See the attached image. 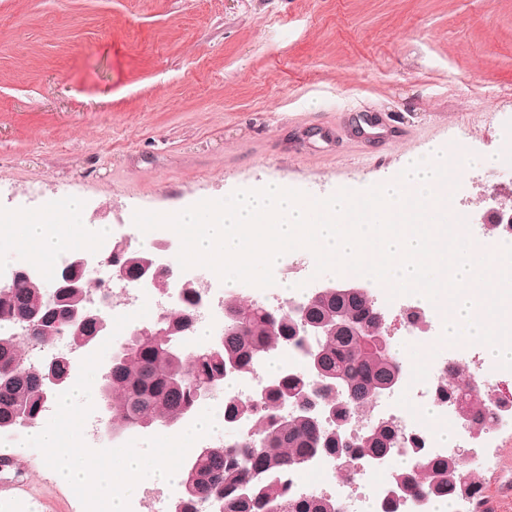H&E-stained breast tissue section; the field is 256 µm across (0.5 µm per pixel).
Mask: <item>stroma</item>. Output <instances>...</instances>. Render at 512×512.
<instances>
[{
	"mask_svg": "<svg viewBox=\"0 0 512 512\" xmlns=\"http://www.w3.org/2000/svg\"><path fill=\"white\" fill-rule=\"evenodd\" d=\"M462 142L483 238L512 170V0H0V212L111 230L281 180L327 197ZM470 466L512 512V422ZM20 512H78L26 448Z\"/></svg>",
	"mask_w": 512,
	"mask_h": 512,
	"instance_id": "1",
	"label": "stroma"
}]
</instances>
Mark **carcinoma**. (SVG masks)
I'll return each instance as SVG.
<instances>
[{
    "instance_id": "cac0c4a2",
    "label": "carcinoma",
    "mask_w": 512,
    "mask_h": 512,
    "mask_svg": "<svg viewBox=\"0 0 512 512\" xmlns=\"http://www.w3.org/2000/svg\"><path fill=\"white\" fill-rule=\"evenodd\" d=\"M112 252L132 276L148 258L147 252L131 247L115 246ZM198 290L195 283L183 289L178 309L160 326L135 332L129 338L130 348L112 359V372L101 375L100 393L112 419L127 429L147 428L155 422L174 425L197 406V387L221 386L228 362L235 363V373L239 374L251 368L258 353L285 344L293 345L309 359L321 354L320 376L335 378L339 391L327 389L314 394L307 374L285 370L269 382L265 396L255 404L236 395L225 396L224 423L231 426L240 418H251L255 438L213 444L205 454L186 460L182 486H190L192 492H182L174 512H195L193 503L209 497L224 502L222 512H345L339 503L319 494L290 496L280 476L318 454H334L346 462L356 457L374 460L388 457L398 446L415 455L416 466L395 475L397 496L453 500L464 489L470 499L481 501L480 484L459 457L426 455L416 439H404L385 419L373 422L369 431L355 437L344 434L348 423L387 390L400 370L395 357L379 355L375 345L338 328L347 321H363L370 332H375L378 320L371 293L304 295L301 307L308 318L332 327L331 335L322 337L317 347L308 345V337L297 333L287 313L229 299L224 310L242 317L243 324L231 325L224 333L222 349L213 354L179 345ZM84 297L83 288H67L51 297L41 278L24 274L17 277L9 292H0V326L13 327L22 318L31 319L35 325L25 336H0V433L25 427L19 417L21 410L42 418L48 403L44 396L45 365L26 364L25 346L45 342L64 330L80 347L93 343L107 330L98 318L80 328L71 321L68 309L83 307ZM435 395L467 414L470 426L478 432L502 420L504 412L512 413V400L507 409L499 399L472 403L465 391L463 371L455 362L448 363L435 385ZM290 401L304 404L306 409L281 414L280 406ZM319 404L325 413L315 424L311 406Z\"/></svg>"
}]
</instances>
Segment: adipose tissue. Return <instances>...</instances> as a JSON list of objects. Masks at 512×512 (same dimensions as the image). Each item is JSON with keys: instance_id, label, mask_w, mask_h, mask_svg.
<instances>
[{"instance_id": "ef3b65f1", "label": "adipose tissue", "mask_w": 512, "mask_h": 512, "mask_svg": "<svg viewBox=\"0 0 512 512\" xmlns=\"http://www.w3.org/2000/svg\"><path fill=\"white\" fill-rule=\"evenodd\" d=\"M82 212L81 201L75 199L62 209L11 220L9 225L0 226V246L23 241L30 259L41 263L53 259L65 245L86 247L91 239L105 235L106 228L100 224L82 223Z\"/></svg>"}]
</instances>
